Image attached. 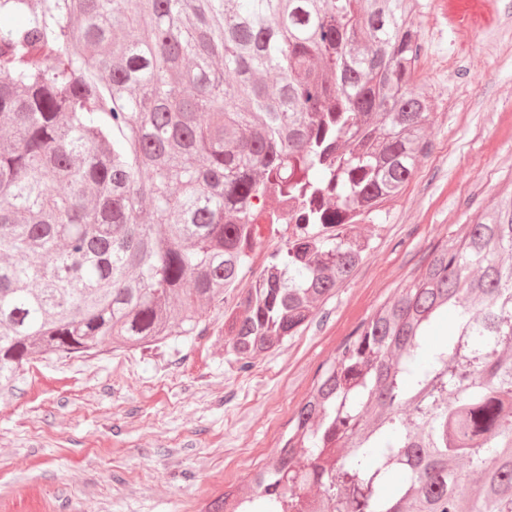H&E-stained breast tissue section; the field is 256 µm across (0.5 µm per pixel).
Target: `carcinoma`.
<instances>
[{
	"mask_svg": "<svg viewBox=\"0 0 512 512\" xmlns=\"http://www.w3.org/2000/svg\"><path fill=\"white\" fill-rule=\"evenodd\" d=\"M414 0H0V391L38 359L296 336L428 153ZM448 321L435 347L432 330ZM211 512H512V191L433 245ZM263 245L261 248L256 250V254L254 257V262L251 266V268H246L243 273L241 274L242 280H241V287L245 288L248 287L251 281L256 276L257 272L260 270L261 265L264 262L265 255L272 251L273 249L282 246L283 241L280 240V238H265L263 239Z\"/></svg>",
	"mask_w": 512,
	"mask_h": 512,
	"instance_id": "cac0c4a2",
	"label": "carcinoma"
}]
</instances>
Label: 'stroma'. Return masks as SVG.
<instances>
[{"label": "stroma", "mask_w": 512, "mask_h": 512, "mask_svg": "<svg viewBox=\"0 0 512 512\" xmlns=\"http://www.w3.org/2000/svg\"><path fill=\"white\" fill-rule=\"evenodd\" d=\"M416 86L430 149L368 218L371 249L308 327L244 365L207 332L136 352L46 358L0 392V512H207L278 447L305 393L356 328L448 232L512 186V0H418Z\"/></svg>", "instance_id": "35a3bbf8"}]
</instances>
